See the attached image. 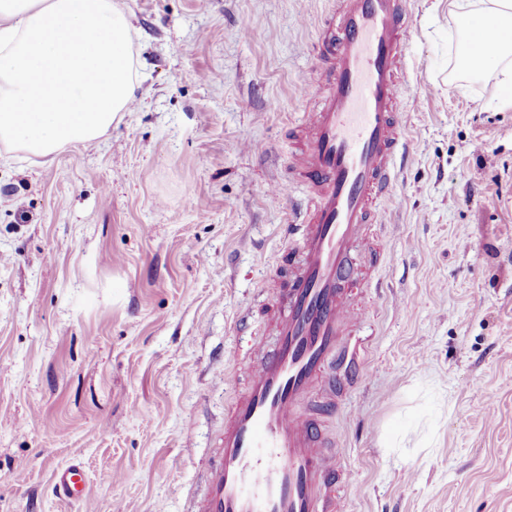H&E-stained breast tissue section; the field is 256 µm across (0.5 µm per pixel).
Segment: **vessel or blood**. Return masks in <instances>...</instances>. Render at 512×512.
Here are the masks:
<instances>
[{"label": "vessel or blood", "mask_w": 512, "mask_h": 512, "mask_svg": "<svg viewBox=\"0 0 512 512\" xmlns=\"http://www.w3.org/2000/svg\"><path fill=\"white\" fill-rule=\"evenodd\" d=\"M410 18L409 0H341L339 34L319 45L323 72L299 87L317 108L297 128L288 183L308 185L313 199L285 227L276 346L254 349L246 390L226 413L220 450L202 476L197 512H336L341 473L300 409L329 369L340 392L370 373L342 344L364 320L343 288L348 254L366 245V225L386 211L412 142L400 119ZM56 480L64 497L83 492L77 466Z\"/></svg>", "instance_id": "b4317fda"}]
</instances>
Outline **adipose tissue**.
<instances>
[{
	"mask_svg": "<svg viewBox=\"0 0 512 512\" xmlns=\"http://www.w3.org/2000/svg\"><path fill=\"white\" fill-rule=\"evenodd\" d=\"M457 64L492 74L512 108V0H448ZM499 35L481 51L486 31ZM134 29L118 0H0V143L34 157L99 142L139 84Z\"/></svg>",
	"mask_w": 512,
	"mask_h": 512,
	"instance_id": "obj_1",
	"label": "adipose tissue"
}]
</instances>
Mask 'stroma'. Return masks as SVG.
I'll list each match as a JSON object with an SVG mask.
<instances>
[{
	"instance_id": "obj_1",
	"label": "stroma",
	"mask_w": 512,
	"mask_h": 512,
	"mask_svg": "<svg viewBox=\"0 0 512 512\" xmlns=\"http://www.w3.org/2000/svg\"><path fill=\"white\" fill-rule=\"evenodd\" d=\"M136 104L50 162L0 145V512H193L271 323L297 88L338 0H120ZM254 22L244 33V22ZM415 137L344 338L372 375L320 416L338 512H512V109L451 77L411 0ZM88 495L61 498L59 470Z\"/></svg>"
}]
</instances>
